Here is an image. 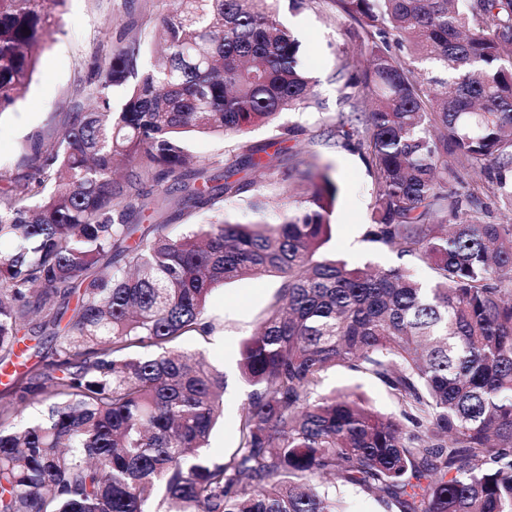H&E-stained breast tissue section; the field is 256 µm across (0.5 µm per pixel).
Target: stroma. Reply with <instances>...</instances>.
I'll return each instance as SVG.
<instances>
[{
	"label": "stroma",
	"instance_id": "stroma-1",
	"mask_svg": "<svg viewBox=\"0 0 512 512\" xmlns=\"http://www.w3.org/2000/svg\"><path fill=\"white\" fill-rule=\"evenodd\" d=\"M177 0H67L60 17V31L44 44L33 79L17 103L0 113V170L30 173L26 159L29 144L38 136L57 134L63 127L62 106L83 76L84 63L93 57L116 52L124 32L143 13L161 16L176 9ZM280 22L301 43V62L318 84L320 109H308L298 121L304 130L282 141L281 149L297 153L299 159L321 167L339 187L333 214V232L325 246L328 255L352 265L367 262L381 267L398 265L396 253L371 248L363 240L370 221L375 183L359 151L336 144L320 135L322 121H335L342 111L346 90L336 82V67L344 58L363 60L364 45L355 37L357 22L337 11L331 0H307L304 9L279 5ZM278 287L276 278L235 281L212 291L208 308L224 324L223 332L208 338L187 336L179 346L202 353L206 362L228 377L223 425L210 439L209 452L231 454L236 447L233 417L245 401V387L238 379L237 361L248 338ZM360 386L376 409L395 412L396 406L378 380L360 377L343 367L329 369L323 380L325 391Z\"/></svg>",
	"mask_w": 512,
	"mask_h": 512
}]
</instances>
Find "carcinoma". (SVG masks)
Instances as JSON below:
<instances>
[{"label":"carcinoma","instance_id":"cac0c4a2","mask_svg":"<svg viewBox=\"0 0 512 512\" xmlns=\"http://www.w3.org/2000/svg\"><path fill=\"white\" fill-rule=\"evenodd\" d=\"M180 2L156 18L160 53L130 29L87 62L34 173L0 171V362L24 331L51 340L0 397V512H150L153 492L163 512H344L336 485L385 512H512V221L486 202L512 213V0H331L367 49L362 80L347 58L335 78L372 108L348 94L323 132L374 177L364 241L408 259L389 268L325 257L337 185L246 138L298 133L281 116L315 99L270 0ZM65 3L0 0V112ZM193 134L230 141L232 161L189 160ZM263 276L279 286L238 360L237 447L213 457L226 378L177 344L214 331L216 287ZM336 366L399 415L322 393Z\"/></svg>","mask_w":512,"mask_h":512}]
</instances>
